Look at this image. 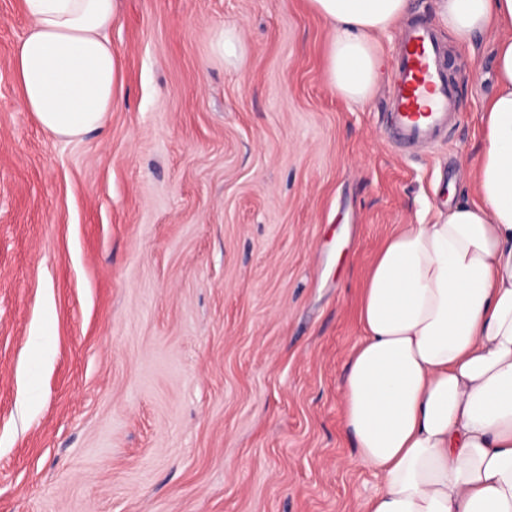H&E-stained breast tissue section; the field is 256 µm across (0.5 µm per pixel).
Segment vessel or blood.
I'll use <instances>...</instances> for the list:
<instances>
[{
	"label": "vessel or blood",
	"mask_w": 512,
	"mask_h": 512,
	"mask_svg": "<svg viewBox=\"0 0 512 512\" xmlns=\"http://www.w3.org/2000/svg\"><path fill=\"white\" fill-rule=\"evenodd\" d=\"M457 91L448 80L446 50L424 21L400 37L391 101L383 125L396 141L415 147L445 140L457 117Z\"/></svg>",
	"instance_id": "vessel-or-blood-1"
}]
</instances>
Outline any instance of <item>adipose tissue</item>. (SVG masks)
Segmentation results:
<instances>
[{
  "mask_svg": "<svg viewBox=\"0 0 512 512\" xmlns=\"http://www.w3.org/2000/svg\"><path fill=\"white\" fill-rule=\"evenodd\" d=\"M331 27L326 79L366 102L377 37L411 0H308ZM31 23L12 59L21 105L62 139L100 130L117 100L109 33L120 0H24ZM438 21L471 44L501 31L497 91L482 118L479 198L406 224L372 259L363 337L341 384L344 425L380 489L360 512H512V0H435Z\"/></svg>",
  "mask_w": 512,
  "mask_h": 512,
  "instance_id": "1",
  "label": "adipose tissue"
}]
</instances>
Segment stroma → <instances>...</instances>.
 Returning a JSON list of instances; mask_svg holds the SVG:
<instances>
[{
	"label": "stroma",
	"mask_w": 512,
	"mask_h": 512,
	"mask_svg": "<svg viewBox=\"0 0 512 512\" xmlns=\"http://www.w3.org/2000/svg\"><path fill=\"white\" fill-rule=\"evenodd\" d=\"M29 23L0 0V512H357L378 487L340 391L362 280L399 225L476 199L497 32L438 25L461 115L402 152L397 31L360 104L306 0H122L120 99L68 141L19 101ZM217 49L224 61L235 63L241 60L244 48L239 35L233 30H225L222 39L217 44Z\"/></svg>",
	"instance_id": "stroma-1"
}]
</instances>
